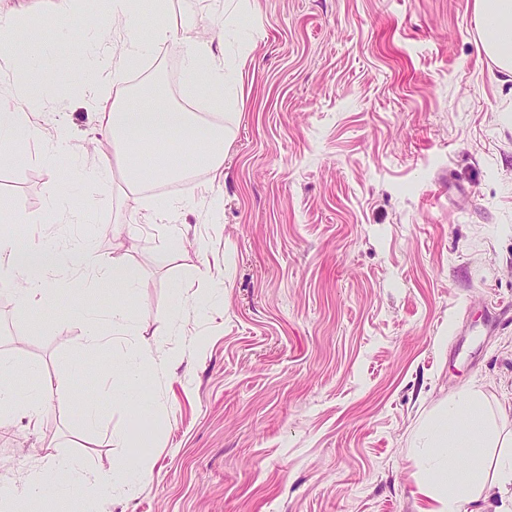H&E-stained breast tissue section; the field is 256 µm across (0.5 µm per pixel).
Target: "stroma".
Listing matches in <instances>:
<instances>
[{
    "mask_svg": "<svg viewBox=\"0 0 512 512\" xmlns=\"http://www.w3.org/2000/svg\"><path fill=\"white\" fill-rule=\"evenodd\" d=\"M168 6L178 36L108 93L150 83L196 112L184 66L224 0ZM246 10L257 31L235 38L246 61L226 107L224 173L195 171L156 224L131 223L121 175L90 177L80 154L91 139L112 150L84 92L95 33L53 27L31 44L53 57L61 93L26 99L44 139L0 145V199L30 218L0 223V237L90 245L136 267L141 286L125 305L145 370L128 388L113 287L63 276L26 313L0 294V359L16 390L61 386L38 428L17 414L0 429V462L13 482L61 456L151 467L131 497L61 493L41 512H420L418 433L451 396L482 388L512 430V322L498 318L512 303V82L491 78L473 0H248ZM58 133L79 155L78 212L53 204L60 176L42 154ZM171 231L190 247H163ZM213 293L223 308L204 310ZM89 400L92 431L81 422Z\"/></svg>",
    "mask_w": 512,
    "mask_h": 512,
    "instance_id": "1",
    "label": "stroma"
}]
</instances>
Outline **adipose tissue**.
Here are the masks:
<instances>
[{
    "instance_id": "1",
    "label": "adipose tissue",
    "mask_w": 512,
    "mask_h": 512,
    "mask_svg": "<svg viewBox=\"0 0 512 512\" xmlns=\"http://www.w3.org/2000/svg\"><path fill=\"white\" fill-rule=\"evenodd\" d=\"M473 12L484 52L493 60L500 75L512 81V0H473ZM59 27L72 35L93 30L103 32L105 23L120 27L122 50L116 59L105 60L86 79V92L97 106L102 129L112 136V156H100L93 166V177H108L113 164H120L125 183L138 192L142 183L184 178L202 167L219 174L224 169V147L231 136L222 120H201L198 113L170 105L155 95L149 106L138 105L136 96L109 97L106 85L125 82L151 43L141 37L151 30L153 41L162 43L178 34L167 11L165 0H108L104 15L89 14L75 18L57 17ZM241 6L225 0L224 22L198 38L189 52L185 70L190 90L197 100L222 105L224 94L240 81L243 58L227 59L217 54L216 46L225 45L233 28L243 27ZM0 60L20 77L24 84L38 86L45 96H53L48 65L38 62L19 45H8ZM34 113L25 111L20 94L0 93V139L21 134L40 135ZM77 263H70L68 251L45 245L24 247L11 239L0 238V285L8 287L18 308L35 303L47 291L48 274L74 266L76 272L94 280L111 281L113 287L134 290L141 283L137 269L129 265H111L90 247H83ZM13 370L0 363V404L18 405L31 427H38L46 413V401L54 389L43 384L24 397L12 387ZM422 443L425 477L417 492L427 500L422 512H462L464 507L486 501L499 494V512H512V434L502 433L497 416L489 410L481 389L471 387L459 392L447 407L425 427ZM463 451L466 465L462 474H454L455 453ZM144 461L125 464L121 478L111 473L87 469L79 460L61 457L50 469L32 471L21 485L10 486L16 499L37 503L51 485H59L66 495H107L127 497L149 474Z\"/></svg>"
}]
</instances>
